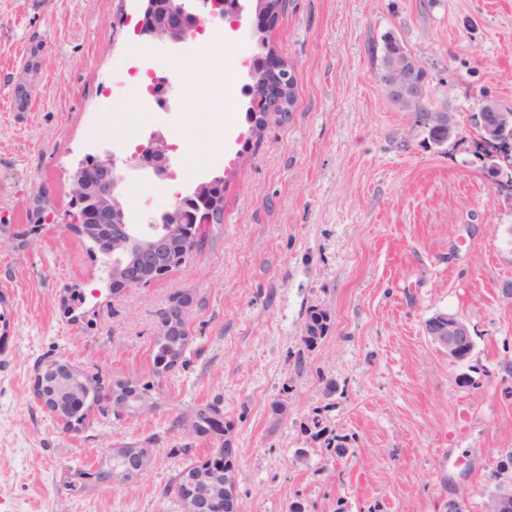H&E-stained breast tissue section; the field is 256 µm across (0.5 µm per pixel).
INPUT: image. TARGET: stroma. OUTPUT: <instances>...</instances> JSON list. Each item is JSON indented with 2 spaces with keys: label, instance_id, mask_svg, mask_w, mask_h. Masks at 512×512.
<instances>
[{
  "label": "stroma",
  "instance_id": "1",
  "mask_svg": "<svg viewBox=\"0 0 512 512\" xmlns=\"http://www.w3.org/2000/svg\"><path fill=\"white\" fill-rule=\"evenodd\" d=\"M141 0H0V512H184L175 485L219 459L192 411L233 424L236 512H484L483 489L512 448V191L473 156L470 116L512 109V0H288L268 35L294 104L250 137L247 96L217 105L188 47L133 30ZM398 38L457 134L435 145L395 107L370 47ZM173 79L182 109L113 104L125 219L147 235L197 183L236 177L224 221L185 265L113 296L85 238L26 236L36 202L73 209L70 173L118 74ZM189 171L177 191L128 165L156 128ZM182 304L188 343L160 369L154 342ZM328 315L314 348L310 309ZM439 311L474 337L449 363L423 331ZM59 361L138 399L90 407L65 432L36 400ZM345 454H337V444ZM119 448L147 449L136 477L102 479Z\"/></svg>",
  "mask_w": 512,
  "mask_h": 512
}]
</instances>
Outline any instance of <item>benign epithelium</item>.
<instances>
[{
	"instance_id": "obj_1",
	"label": "benign epithelium",
	"mask_w": 512,
	"mask_h": 512,
	"mask_svg": "<svg viewBox=\"0 0 512 512\" xmlns=\"http://www.w3.org/2000/svg\"><path fill=\"white\" fill-rule=\"evenodd\" d=\"M144 7L138 19L140 34L156 42L187 44L200 31L202 17L189 10L184 0H143ZM203 6L220 11L232 29L241 24L244 6L241 0H201ZM290 73L281 65V92L270 100L267 88L252 90L254 118L272 108L286 109L284 100ZM383 84L396 92L394 104L404 111L420 103L425 96L424 87L412 83L400 68L393 67L377 75ZM491 113L483 126L482 137L491 144H500V137L512 131V115L499 112L494 104L486 105ZM427 126L441 130L443 141L456 135V125L445 110L433 109L426 113ZM171 145L162 135H153L131 157L135 166L150 168L164 180L168 176ZM122 180L116 161L111 155L97 156L91 161H80L71 173V197L75 212L59 222L55 215L41 209L36 211L35 223L26 235L41 233L46 224L62 230L72 229L91 240L96 251L107 260L109 288L112 295L145 288L165 279L173 270L185 265L196 253V242L213 224L224 221V214L217 211V198L224 195V179H213L197 184L166 212L159 240L137 238L125 221L123 206L117 193ZM425 334L448 355V361H464V351L473 344L468 323L456 314L437 312L424 323ZM89 384L81 374L66 364H51L39 371L35 397L48 411L53 421L68 430L81 422V412L74 407L81 401ZM212 425L209 436L224 438V455L233 453L232 442L224 436V415L215 408L206 409ZM225 465H211L189 473L176 486L184 501L186 512H224V483L234 476ZM500 476L490 484L489 501L492 512H512V449H506L497 460Z\"/></svg>"
}]
</instances>
